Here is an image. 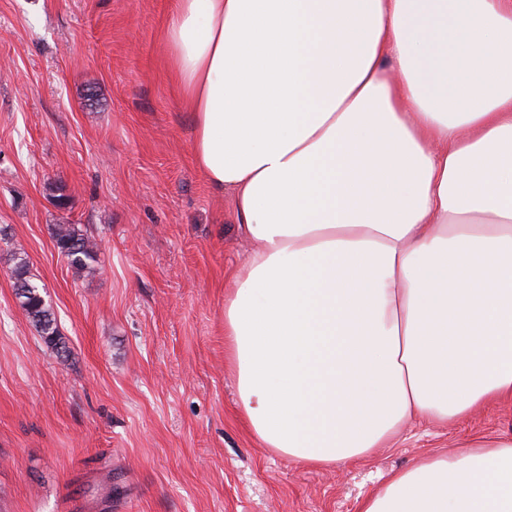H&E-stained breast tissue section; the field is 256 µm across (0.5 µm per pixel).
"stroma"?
<instances>
[{
  "label": "stroma",
  "mask_w": 512,
  "mask_h": 512,
  "mask_svg": "<svg viewBox=\"0 0 512 512\" xmlns=\"http://www.w3.org/2000/svg\"><path fill=\"white\" fill-rule=\"evenodd\" d=\"M171 0H0V512H359L394 471L512 402L406 425L359 461L263 448L224 361V282L250 248L192 156L162 34ZM55 224L98 244L81 278ZM23 248L67 351L15 294Z\"/></svg>",
  "instance_id": "obj_1"
}]
</instances>
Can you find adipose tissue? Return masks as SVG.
<instances>
[{
	"label": "adipose tissue",
	"mask_w": 512,
	"mask_h": 512,
	"mask_svg": "<svg viewBox=\"0 0 512 512\" xmlns=\"http://www.w3.org/2000/svg\"><path fill=\"white\" fill-rule=\"evenodd\" d=\"M163 39L253 244L224 339L262 445L336 465L512 401V0H176ZM359 512H512V437Z\"/></svg>",
	"instance_id": "adipose-tissue-1"
}]
</instances>
